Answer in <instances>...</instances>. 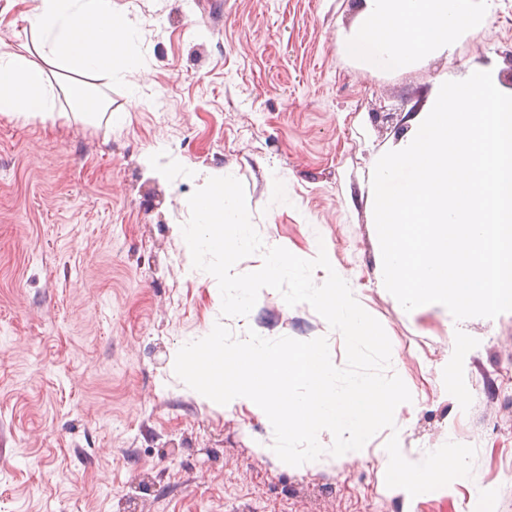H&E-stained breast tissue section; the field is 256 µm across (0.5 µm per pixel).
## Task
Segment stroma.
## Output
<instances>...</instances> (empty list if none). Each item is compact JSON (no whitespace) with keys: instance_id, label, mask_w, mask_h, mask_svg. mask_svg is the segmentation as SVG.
Returning <instances> with one entry per match:
<instances>
[{"instance_id":"35a3bbf8","label":"stroma","mask_w":512,"mask_h":512,"mask_svg":"<svg viewBox=\"0 0 512 512\" xmlns=\"http://www.w3.org/2000/svg\"><path fill=\"white\" fill-rule=\"evenodd\" d=\"M361 2L114 0L138 74L67 78L111 117L0 114V512H512V312L403 311L383 284L370 198L377 160L438 82L512 70V0L453 54L397 71L345 53ZM26 9L0 0V51L29 36ZM160 151L238 178L266 246L326 251L412 395L394 413L402 455L474 446L469 479L426 497L388 488L374 454L387 429L367 457L285 464L266 419L175 375L179 348L219 320L239 338L327 337L338 367L346 354L310 305L269 288L248 316L222 317L216 279L173 233L202 183L146 164Z\"/></svg>"}]
</instances>
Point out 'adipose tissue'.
<instances>
[{
    "label": "adipose tissue",
    "mask_w": 512,
    "mask_h": 512,
    "mask_svg": "<svg viewBox=\"0 0 512 512\" xmlns=\"http://www.w3.org/2000/svg\"><path fill=\"white\" fill-rule=\"evenodd\" d=\"M495 0H364L357 32L345 52L366 68L394 71L419 57L451 54L464 31ZM29 41L0 52V113L54 122L64 113L57 95L75 98L76 113L106 109L102 97L55 83L53 71L95 77L133 73L139 64L128 49L130 31L113 0H34Z\"/></svg>",
    "instance_id": "ef3b65f1"
}]
</instances>
